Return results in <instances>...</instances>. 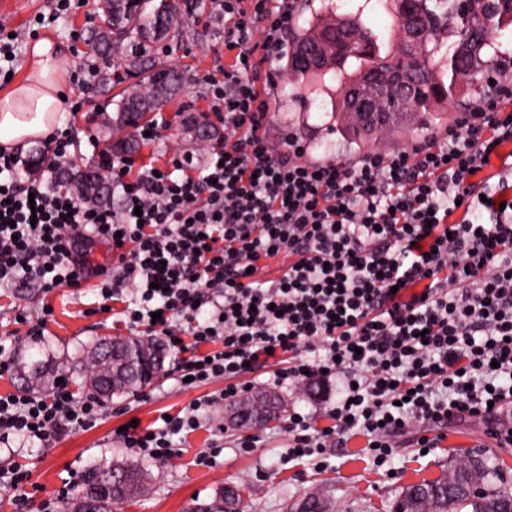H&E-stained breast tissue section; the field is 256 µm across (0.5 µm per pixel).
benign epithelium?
I'll return each instance as SVG.
<instances>
[{
  "instance_id": "1",
  "label": "benign epithelium",
  "mask_w": 512,
  "mask_h": 512,
  "mask_svg": "<svg viewBox=\"0 0 512 512\" xmlns=\"http://www.w3.org/2000/svg\"><path fill=\"white\" fill-rule=\"evenodd\" d=\"M338 23L344 30L343 43L315 39L300 46L296 53L299 68L309 72L337 68L348 52L359 47L360 34L351 19L343 18ZM398 33L410 50L422 39L423 27L415 0H404L401 4ZM415 87L404 64L364 70L343 89L340 115L344 124L358 131H389L400 120L413 115Z\"/></svg>"
}]
</instances>
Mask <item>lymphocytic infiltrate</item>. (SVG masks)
Listing matches in <instances>:
<instances>
[{
  "label": "lymphocytic infiltrate",
  "instance_id": "lymphocytic-infiltrate-1",
  "mask_svg": "<svg viewBox=\"0 0 512 512\" xmlns=\"http://www.w3.org/2000/svg\"><path fill=\"white\" fill-rule=\"evenodd\" d=\"M298 0H209L224 21V58L205 77L224 135L205 162L132 172L112 160L115 205L82 202L54 176L29 177L24 156L0 151V284L49 293L96 281L103 301L123 287L127 329L146 328L179 355L193 385L225 379L162 427L128 425L119 441L167 464L174 435L201 410L236 397L235 379L275 358L276 385L336 379L338 397L318 429L294 413L289 455L310 456L360 433L382 456L413 433L478 418L512 404V179L489 160L512 143V61L488 71L492 95L451 126L384 153L346 160L309 151L296 133L267 134L262 74L295 25ZM503 206H496V199ZM102 245L112 266L93 264ZM275 260V281L259 278ZM221 343V350L189 352ZM103 412L68 383L48 395H0V447L48 448L94 428ZM27 470L0 467L13 512H64V484L35 501Z\"/></svg>",
  "mask_w": 512,
  "mask_h": 512
}]
</instances>
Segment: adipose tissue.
<instances>
[{"label":"adipose tissue","mask_w":512,"mask_h":512,"mask_svg":"<svg viewBox=\"0 0 512 512\" xmlns=\"http://www.w3.org/2000/svg\"><path fill=\"white\" fill-rule=\"evenodd\" d=\"M65 78L60 47L53 38L32 43L25 75L0 89V148L15 149L47 136L64 110Z\"/></svg>","instance_id":"adipose-tissue-1"}]
</instances>
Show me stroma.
Listing matches in <instances>:
<instances>
[{
    "label": "stroma",
    "instance_id": "stroma-1",
    "mask_svg": "<svg viewBox=\"0 0 512 512\" xmlns=\"http://www.w3.org/2000/svg\"><path fill=\"white\" fill-rule=\"evenodd\" d=\"M97 0H69L70 9L54 16L56 0H0V26L16 32L20 48H27L34 36L49 32L63 47L66 92L70 100H83L80 112L67 114L66 126L78 135L81 163L98 162L100 153L111 145L100 137V124L88 121L89 113L106 106L113 94L111 85L90 77L89 60L83 39L94 22ZM198 16L187 19L179 36L155 45L158 61L174 64L186 73L184 89L158 113L162 136L153 142L139 143L132 160L135 166L162 165L173 158L190 154L202 163L204 151L192 143L189 127L200 112L206 111V89L196 83L198 73L212 68L217 55L224 52V23L209 16L207 7ZM320 103L311 99L305 109L281 100L280 110L269 132L282 139L296 131L320 153L343 158L358 155L355 144L341 133L329 132ZM101 299L94 282L80 288H61L43 294L37 287L27 293L0 286V358L10 364L0 373V394L17 392L20 369L28 362L48 361L54 378L69 382L77 396L88 395L82 386L84 357L99 340L129 337L124 325L112 314L99 310ZM51 306L53 319L43 335H30L29 324L14 318L15 307L38 312ZM178 360L167 355L162 375L133 392L106 400L104 416L97 426L75 431L50 448H20L16 453L0 452V467L16 462L31 472L36 487L35 500L52 495L64 482L83 485L89 469L98 465H128L139 468L148 477L145 495L115 505L114 512H185L194 499H211L224 485L238 486L244 492L240 512H289L292 504L309 492L323 494L336 512H391L392 506L409 484L437 477L450 459L475 454H500L509 469L503 479L512 485V446L500 445L488 432L486 422L471 419L448 426L436 447L421 448L404 437L399 448L385 459L376 458L363 436L352 437L345 445L327 449L325 455L293 460L288 456V425L291 413L313 416L317 428L330 426L325 408L336 398V385L330 381L312 384L307 390L295 387L271 388L274 364L241 377L247 393L274 390L284 402L285 411L278 420L260 427L236 425L229 405L205 413L199 427L176 436L179 457L161 465L143 456L138 449L122 447L115 432L130 418L141 427L157 428L166 415H176L200 397L224 388L216 381L196 388L180 387L176 379ZM255 438L252 448L240 447L242 438ZM214 455L213 467L199 465V452Z\"/></svg>",
    "mask_w": 512,
    "mask_h": 512
}]
</instances>
